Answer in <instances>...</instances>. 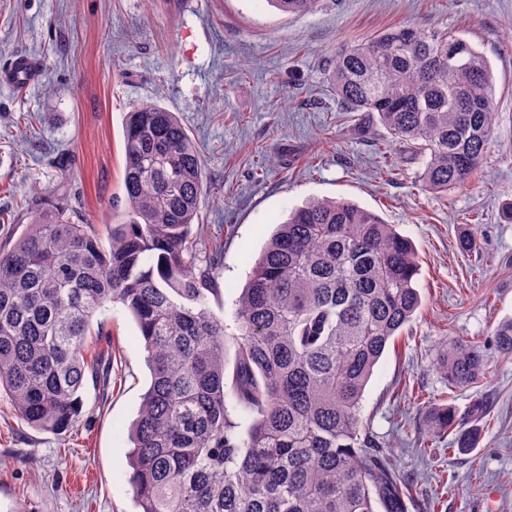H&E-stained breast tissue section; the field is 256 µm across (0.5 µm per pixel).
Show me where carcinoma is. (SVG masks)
Instances as JSON below:
<instances>
[{
	"mask_svg": "<svg viewBox=\"0 0 512 512\" xmlns=\"http://www.w3.org/2000/svg\"><path fill=\"white\" fill-rule=\"evenodd\" d=\"M305 14L319 0H271ZM357 130L376 124L420 157L423 187L475 179L493 136L487 59L444 30L396 26L339 48L330 75ZM124 198L112 223L74 220L60 193L0 245V397L36 430L79 420L89 377L109 385L112 340L92 318H134L151 380L128 453L137 512H408L412 488L362 424L365 387L421 305L411 240L344 199H312L278 225L238 300L228 361L216 277L224 243L192 232L203 191L177 114H126ZM512 354V320L494 332ZM452 387L479 383L484 350L452 342L437 359ZM231 378V387L225 379ZM253 415L246 432L231 411ZM460 452L477 432L453 407L426 415Z\"/></svg>",
	"mask_w": 512,
	"mask_h": 512,
	"instance_id": "cac0c4a2",
	"label": "carcinoma"
}]
</instances>
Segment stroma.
<instances>
[{"label":"stroma","mask_w":512,"mask_h":512,"mask_svg":"<svg viewBox=\"0 0 512 512\" xmlns=\"http://www.w3.org/2000/svg\"><path fill=\"white\" fill-rule=\"evenodd\" d=\"M398 25L458 32L490 63L494 135L460 189L423 190L420 160L382 128L356 134L330 84L341 45ZM19 56L41 71L24 90L0 79V244L24 231L36 188H64L80 218L111 223L124 115L146 102L176 112L200 150L199 221L224 239L211 307L226 325L291 209L315 197L373 211L414 244L423 306L375 367L363 422L412 485L409 512H512V355L489 344L512 318V0H320L302 15L267 0H0V71ZM98 319L112 382H87L69 432L32 429L0 398V512H135L129 429L150 374L131 315L117 304ZM451 341L487 343L478 387L437 371ZM446 402L475 448L428 432L426 408Z\"/></svg>","instance_id":"1"}]
</instances>
